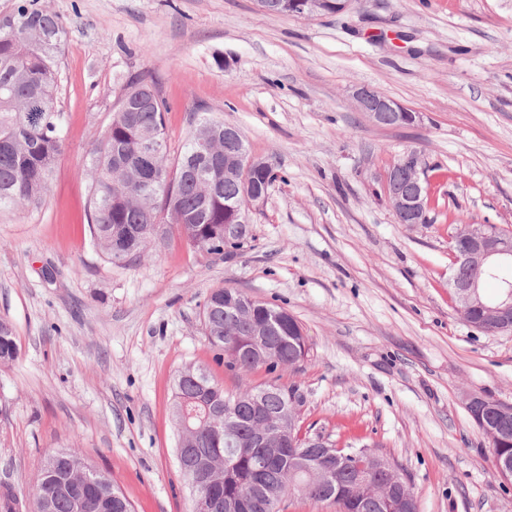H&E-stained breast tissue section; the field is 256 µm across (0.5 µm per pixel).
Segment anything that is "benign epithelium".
Segmentation results:
<instances>
[{"mask_svg": "<svg viewBox=\"0 0 512 512\" xmlns=\"http://www.w3.org/2000/svg\"><path fill=\"white\" fill-rule=\"evenodd\" d=\"M354 98L361 111L367 113L375 122L386 124L390 121L398 125L413 117L406 114V108L395 100L377 93L369 87H359L354 91ZM225 167L235 173L251 172L266 169L271 164L265 160L255 158L244 148L226 158ZM398 170L403 174V180L393 182L394 171H389L383 183V192L386 200L397 220L401 224H425L427 223V209L429 205V192L425 182L421 178L424 173L423 160L416 151L406 152ZM267 196V191L255 187L247 178H242L240 201L244 211L260 207ZM456 237L462 241L455 253V267H466L472 270L473 275L461 278L453 275V288L457 298L473 311L474 323L477 325L489 324L492 331L512 330V285L504 284L501 298L494 304H485L480 301L477 293L479 279L482 274L494 270L512 259V240L501 237L494 226L489 224L461 225ZM271 322H279V318L271 319ZM269 322V323H271ZM269 323L253 330L252 345L247 351V357L265 360L268 355L275 353L280 348V343L268 338L272 331ZM465 402L478 408L483 416L478 425L488 437H498L499 422L508 419L512 414V406L497 400L489 399L481 393L469 392L465 396ZM296 410H288V415H267L261 417L255 424L250 444L254 447L265 448L274 443L279 448L295 447L292 436V428L295 425ZM311 447L325 449V455L318 460L309 457H300L296 460L298 469L305 471L312 478H319L326 471L333 468V460H341L334 449L327 447V441L323 437L311 438ZM369 458L375 460L372 468L359 470L356 482L367 487L378 476L386 479L389 496L396 502L401 512H418L417 500L412 498L406 489V481L397 476V469L388 460L371 454ZM191 487L199 498V506L203 509L218 510L223 508L227 512L243 507V504L226 500L219 502L214 499L205 488L196 480L191 481Z\"/></svg>", "mask_w": 512, "mask_h": 512, "instance_id": "1", "label": "benign epithelium"}]
</instances>
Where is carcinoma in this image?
Here are the masks:
<instances>
[{"label": "carcinoma", "instance_id": "1", "mask_svg": "<svg viewBox=\"0 0 512 512\" xmlns=\"http://www.w3.org/2000/svg\"><path fill=\"white\" fill-rule=\"evenodd\" d=\"M296 0H259L268 13L293 15ZM9 22L0 24V207L23 206L39 202L48 189L56 158L62 149L60 112L57 99L61 80L60 56L65 29L59 18L43 11L33 0H20ZM151 89L155 99L143 108L137 100L141 89ZM121 100L130 103L118 108L105 130L109 141L122 146L119 156L112 149L96 148L91 156L89 232L94 243L111 260L120 261L144 253L160 236L177 234L194 248L213 255L238 250L247 237L224 239V225L242 220L234 206L241 193V180L224 175V155L236 145L226 143L213 154L206 152L210 127L224 121L204 119L196 128L184 153L169 163L165 114L168 103L161 91L147 84L128 86ZM160 141L161 152L155 163L167 173L169 182L151 183L150 166L142 159L140 146L146 137ZM232 294L250 304L249 314L225 325L224 289L212 291L203 305L205 335L217 355H225L228 366L247 373L264 367L270 373L292 368L309 352L302 328L286 315L278 336L289 343L269 361H240L235 352L249 345L254 326L262 324L278 307L247 295ZM18 357L16 336L10 322L0 320V365ZM186 378L178 381L174 410L180 440L207 453L224 458V465L211 468L202 464L203 483L218 497L232 496L247 501L244 512H285L288 493V459L272 457L263 448H230L225 435L211 427L222 420L224 407L237 404L233 430L239 441L250 436L255 415L251 397L264 394L261 410L269 415L288 410L294 389L277 383L263 387L246 386L234 393L209 377L206 370L189 366ZM60 461L55 478L47 477L42 467L33 483V512H73L69 495L63 492L69 478L85 474L93 478L92 491L112 496L108 512H133L131 503L112 485V481L89 466L80 449L54 453ZM301 498L312 503L336 505L338 512H358L357 500L348 482L338 481L332 489L306 490Z\"/></svg>", "mask_w": 512, "mask_h": 512}]
</instances>
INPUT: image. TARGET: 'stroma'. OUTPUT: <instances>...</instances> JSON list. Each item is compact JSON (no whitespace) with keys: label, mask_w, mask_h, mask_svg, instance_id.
I'll return each instance as SVG.
<instances>
[{"label":"stroma","mask_w":512,"mask_h":512,"mask_svg":"<svg viewBox=\"0 0 512 512\" xmlns=\"http://www.w3.org/2000/svg\"><path fill=\"white\" fill-rule=\"evenodd\" d=\"M65 29L63 146L36 204L0 209V496L32 512L34 479L79 447L135 512H191L172 414L179 373L225 391L297 387L301 433L401 466L420 512H512L464 395L512 404V333L466 323L450 286L460 221L512 233V0H352L321 16L256 0H36ZM135 80L169 103L171 156L197 119L235 126L278 174L250 238L217 258L178 235L110 261L88 228L90 158ZM368 86L415 112L375 123ZM421 154L428 221L401 224L382 183ZM226 288L283 307L310 350L248 373L215 360L203 303ZM18 357L16 336L9 321L0 320V365L15 361Z\"/></svg>","instance_id":"stroma-1"}]
</instances>
